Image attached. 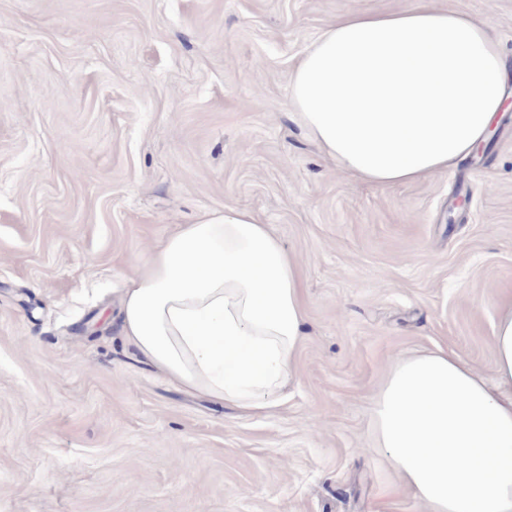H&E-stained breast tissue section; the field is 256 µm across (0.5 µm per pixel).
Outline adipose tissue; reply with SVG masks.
<instances>
[{
  "label": "adipose tissue",
  "instance_id": "1",
  "mask_svg": "<svg viewBox=\"0 0 512 512\" xmlns=\"http://www.w3.org/2000/svg\"><path fill=\"white\" fill-rule=\"evenodd\" d=\"M512 81L489 17L352 12L298 59L288 103L337 167L378 186L448 169L486 143ZM123 334L182 388L262 411L303 334L295 261L245 209L182 225L129 278ZM495 379L455 352L398 361L371 415L403 486L430 512H512V299Z\"/></svg>",
  "mask_w": 512,
  "mask_h": 512
}]
</instances>
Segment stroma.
I'll use <instances>...</instances> for the list:
<instances>
[{
  "label": "stroma",
  "mask_w": 512,
  "mask_h": 512,
  "mask_svg": "<svg viewBox=\"0 0 512 512\" xmlns=\"http://www.w3.org/2000/svg\"><path fill=\"white\" fill-rule=\"evenodd\" d=\"M407 0H0V512H429L374 446L394 362L494 376L512 297V106L406 184L340 171L289 114L350 11ZM491 16L512 62V0ZM246 209L298 263L304 336L270 409L174 385L122 333L124 279L181 225Z\"/></svg>",
  "instance_id": "35a3bbf8"
}]
</instances>
